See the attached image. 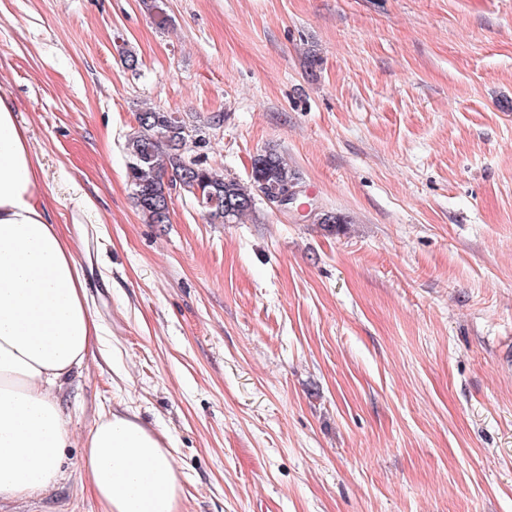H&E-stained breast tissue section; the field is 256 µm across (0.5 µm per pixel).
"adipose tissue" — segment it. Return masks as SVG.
Returning a JSON list of instances; mask_svg holds the SVG:
<instances>
[{
    "label": "adipose tissue",
    "instance_id": "obj_1",
    "mask_svg": "<svg viewBox=\"0 0 512 512\" xmlns=\"http://www.w3.org/2000/svg\"><path fill=\"white\" fill-rule=\"evenodd\" d=\"M100 331L73 248L50 220L41 165L0 93V499L59 481L70 434L58 392ZM82 446L103 512H179L173 451L136 414L99 415Z\"/></svg>",
    "mask_w": 512,
    "mask_h": 512
}]
</instances>
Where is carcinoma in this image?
<instances>
[{
    "label": "carcinoma",
    "instance_id": "obj_1",
    "mask_svg": "<svg viewBox=\"0 0 512 512\" xmlns=\"http://www.w3.org/2000/svg\"><path fill=\"white\" fill-rule=\"evenodd\" d=\"M190 137V130L178 113L149 109L139 115L138 127L127 139L128 178L136 206L148 224L170 222L165 191L173 184L184 185L189 193L199 187L210 222L231 224L255 208L252 188L296 181L288 163L274 154L254 160L252 186L226 179L201 160L186 159L185 147Z\"/></svg>",
    "mask_w": 512,
    "mask_h": 512
}]
</instances>
